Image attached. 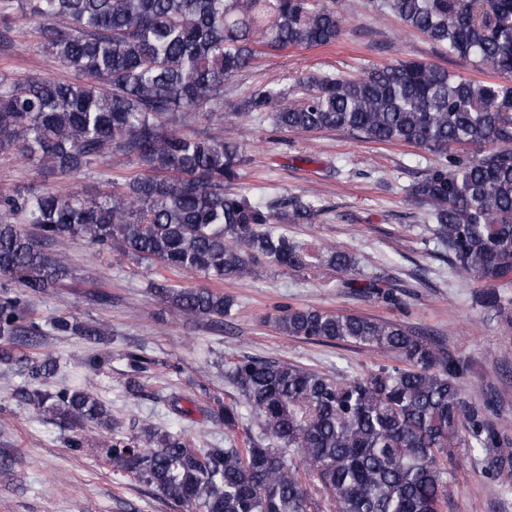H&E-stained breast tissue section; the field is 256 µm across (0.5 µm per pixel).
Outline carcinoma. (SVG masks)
<instances>
[{"label": "carcinoma", "mask_w": 512, "mask_h": 512, "mask_svg": "<svg viewBox=\"0 0 512 512\" xmlns=\"http://www.w3.org/2000/svg\"><path fill=\"white\" fill-rule=\"evenodd\" d=\"M336 2L20 0L18 20L36 27L74 78L0 76V154L76 176L116 152L137 171L96 196L34 187L0 193V339L21 346L65 334L105 339L95 323L43 321L29 310L32 298L72 276L56 247L75 240L216 283L328 267L341 276L336 287L394 300L377 282L351 277L348 253L288 235V225L319 212L311 199L263 203L232 190L244 163L239 146L191 130L219 116L224 89L263 54L335 43L343 33ZM370 7L487 79L416 60L359 76L308 74L295 80L300 99L271 82L232 116L435 155L411 198L428 209L455 272L485 284L481 305L512 322V0H372ZM154 293L182 317L217 324L233 306L218 288L166 277ZM274 326L394 364L349 376L242 358L230 368L242 400L212 410L231 432L246 417L257 424L259 435L241 448L199 449L155 427L126 436L90 393L40 389L54 369L46 359L16 358L28 382L17 395L70 424L65 446L75 452L90 447L84 427L111 432L112 467L190 512H444L448 457L462 447L493 456L499 475L512 478V451L462 391L467 366L440 345L392 321L292 305ZM127 359L134 388L147 359L137 352Z\"/></svg>", "instance_id": "carcinoma-1"}]
</instances>
